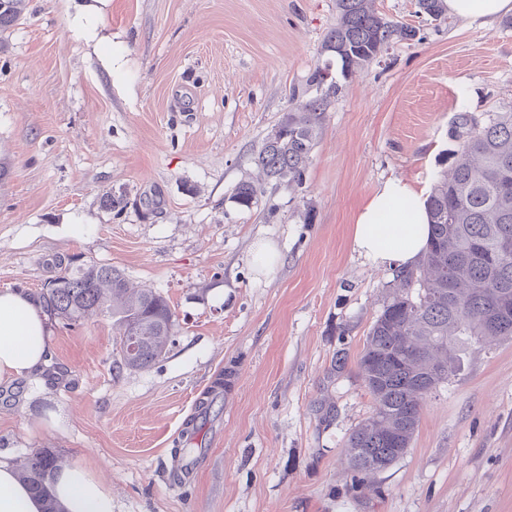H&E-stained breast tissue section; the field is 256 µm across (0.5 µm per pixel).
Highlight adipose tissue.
I'll return each mask as SVG.
<instances>
[{"mask_svg":"<svg viewBox=\"0 0 512 512\" xmlns=\"http://www.w3.org/2000/svg\"><path fill=\"white\" fill-rule=\"evenodd\" d=\"M449 14L463 21L494 23L512 13V0H444ZM427 215L408 183L384 182L358 211L353 246L368 261L411 267L423 254ZM49 314L28 293L0 291V383L37 375L50 358ZM52 490L65 512H112V489L100 468L82 459L59 467ZM0 512H42V502L16 477L12 464L0 460Z\"/></svg>","mask_w":512,"mask_h":512,"instance_id":"1","label":"adipose tissue"}]
</instances>
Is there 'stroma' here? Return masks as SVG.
I'll return each mask as SVG.
<instances>
[{
    "label": "stroma",
    "mask_w": 512,
    "mask_h": 512,
    "mask_svg": "<svg viewBox=\"0 0 512 512\" xmlns=\"http://www.w3.org/2000/svg\"><path fill=\"white\" fill-rule=\"evenodd\" d=\"M374 7L420 37L353 74L297 185L255 157L323 62L336 0H26L0 37V290L108 264L177 327L165 358L121 371L110 315L53 321L39 378L0 384V451L103 465L113 512H512V338L469 347L366 486L345 460L372 410L357 358L393 279L354 251L355 216L392 177L430 193L460 109L481 125L512 112V27ZM244 180L261 189L249 209L231 199ZM260 239L282 255L265 277ZM228 369L220 413L199 418ZM190 422L201 459L178 481Z\"/></svg>",
    "instance_id": "35a3bbf8"
}]
</instances>
